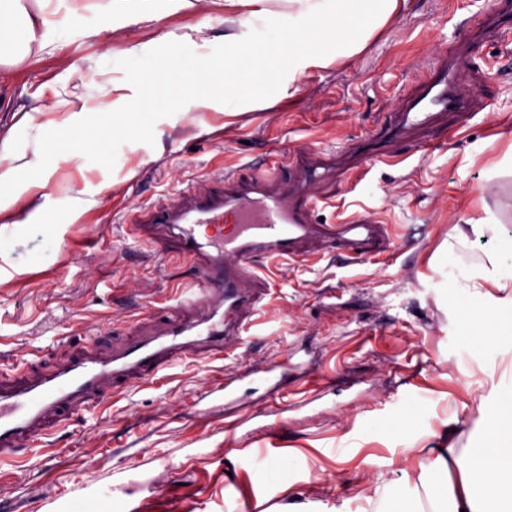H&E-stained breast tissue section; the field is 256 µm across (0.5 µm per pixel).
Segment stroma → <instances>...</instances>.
<instances>
[{"label":"stroma","instance_id":"35a3bbf8","mask_svg":"<svg viewBox=\"0 0 512 512\" xmlns=\"http://www.w3.org/2000/svg\"><path fill=\"white\" fill-rule=\"evenodd\" d=\"M512 0H406L363 52L301 77L293 96L280 71L265 94L224 111L221 76L177 113L148 117L132 146L110 163L63 164L50 176L52 200L31 215L29 195L0 214V382L46 372L75 356L83 326L105 343L160 323L193 270L136 239L139 210L217 184L288 150L311 149L359 165L349 147L397 124L416 95L423 65L453 54L463 31L474 40L466 84L477 113L456 140L454 112L410 129L398 147L404 166L377 163L360 178H332L316 217L375 214L392 232L390 253L348 261L333 254L283 262L273 292L227 359H185L149 383L118 386L102 410L64 415L34 448L0 458V512H371L380 480L412 494L422 452H403L375 430L410 408L454 415L468 395L454 319L428 280L429 262L458 227L484 210L512 225V35L491 24ZM238 7L191 0L161 21L116 27L46 54L37 42L0 53V146L20 150V121L40 106L35 91L71 70L56 89L61 108L94 107L104 78L102 53L121 65L129 42L156 51L187 38L193 53L219 58L218 37ZM434 140L433 152L416 145ZM360 166V165H359ZM51 225L58 247L41 248ZM281 367L266 372L268 363ZM240 373L232 397L218 391L225 371ZM349 446H340L342 436ZM300 454L289 457V449ZM376 456L381 467L366 465ZM291 460L288 472L278 464ZM402 464L392 471L391 461Z\"/></svg>","mask_w":512,"mask_h":512}]
</instances>
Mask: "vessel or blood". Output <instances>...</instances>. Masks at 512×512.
Segmentation results:
<instances>
[{
  "label": "vessel or blood",
  "instance_id": "obj_1",
  "mask_svg": "<svg viewBox=\"0 0 512 512\" xmlns=\"http://www.w3.org/2000/svg\"><path fill=\"white\" fill-rule=\"evenodd\" d=\"M465 67L462 56L430 64V80L404 113L403 127L425 123L434 109L467 115L470 101L457 91ZM286 166L298 171L296 182L281 180ZM335 173V156L282 153L249 176L225 174L221 188L200 186L187 200L144 214L132 225L133 235L192 265L195 288L160 328L143 330L106 354L98 328L85 327V344L75 357L17 385L0 386V453L25 446L63 411L78 414L102 404L115 384L145 383L186 357L223 358L268 292L255 272L256 259L303 261L333 251L354 260L388 253L389 227L374 216L316 223V190Z\"/></svg>",
  "mask_w": 512,
  "mask_h": 512
}]
</instances>
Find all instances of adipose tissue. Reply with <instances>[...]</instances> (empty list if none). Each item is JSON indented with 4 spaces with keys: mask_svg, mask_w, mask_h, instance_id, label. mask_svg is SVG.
Segmentation results:
<instances>
[{
    "mask_svg": "<svg viewBox=\"0 0 512 512\" xmlns=\"http://www.w3.org/2000/svg\"><path fill=\"white\" fill-rule=\"evenodd\" d=\"M226 5L244 6L236 29L224 34V91L233 95L275 80L274 72L262 67L275 55L288 63V80L341 63L360 54L373 36L393 20L400 0H284L285 8L273 11L270 0H225ZM105 19L79 25L81 36L94 37L113 24L134 25L158 21L189 0H109ZM63 25L55 13L30 14L21 0H0V35L21 31L41 49L59 45ZM128 63L121 81L105 80L94 108L69 111L62 119L39 121L27 114L24 123L37 135L28 151H0V213L17 195L40 190L34 214H42L50 201L47 182L26 180V173H52L61 163L73 160L72 132L89 120H113L121 128L136 127L148 88L158 78H167L169 93L160 106L176 109L179 91L193 73L185 65L182 51L158 55L146 44H130ZM491 236L497 246L476 263L459 256L469 237ZM430 280L448 302L456 321L460 345L469 358L461 373L466 385L480 390L477 405L481 425L476 445L468 451L456 449L454 428L460 418L440 422L425 419L415 424L405 414L390 425L389 434L404 450L423 444L432 450L421 465L414 496L398 493L391 482L376 488L377 502L386 512H479V502L492 504L493 512H512V237L506 236L494 215H486L468 230L458 231L453 242L443 247L429 264Z\"/></svg>",
    "mask_w": 512,
    "mask_h": 512,
    "instance_id": "ef3b65f1",
    "label": "adipose tissue"
}]
</instances>
